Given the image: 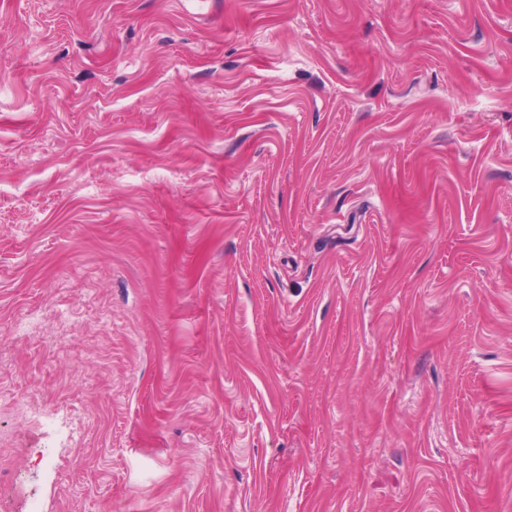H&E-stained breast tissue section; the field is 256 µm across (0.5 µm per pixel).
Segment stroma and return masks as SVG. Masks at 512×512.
Here are the masks:
<instances>
[{
	"instance_id": "1",
	"label": "stroma",
	"mask_w": 512,
	"mask_h": 512,
	"mask_svg": "<svg viewBox=\"0 0 512 512\" xmlns=\"http://www.w3.org/2000/svg\"><path fill=\"white\" fill-rule=\"evenodd\" d=\"M512 512V0H0V512Z\"/></svg>"
}]
</instances>
